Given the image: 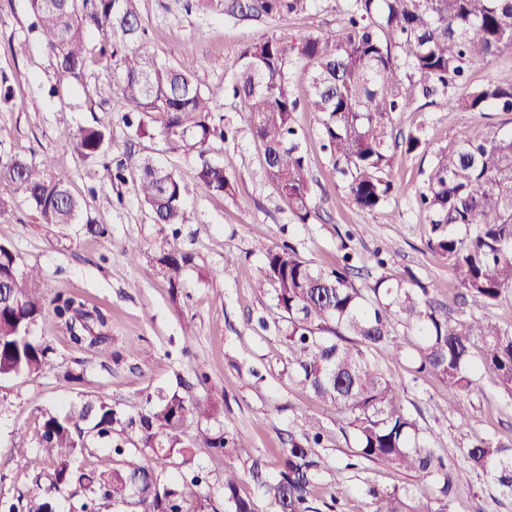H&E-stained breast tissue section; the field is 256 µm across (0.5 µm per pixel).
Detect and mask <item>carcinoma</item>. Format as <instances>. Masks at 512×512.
Listing matches in <instances>:
<instances>
[{"label": "carcinoma", "mask_w": 512, "mask_h": 512, "mask_svg": "<svg viewBox=\"0 0 512 512\" xmlns=\"http://www.w3.org/2000/svg\"><path fill=\"white\" fill-rule=\"evenodd\" d=\"M134 2L29 0V8L33 28L64 78L82 81L91 57L112 69L127 105L126 125L195 154L196 185L209 195H232L231 156L224 155L222 162L209 157L211 142L228 138L231 129L196 83L193 62L165 64L141 44L142 21ZM314 2L246 0L237 7L280 16L304 13ZM91 28L100 34L94 46L88 39ZM393 47L402 51L403 63L392 56ZM505 47H512V0H352L341 33L291 40L261 36L243 45L226 91L245 107L267 177L306 224L316 210L295 120L300 107L320 115L322 148L355 206L373 213L402 190L391 175L394 149L402 144L410 153L426 144L420 130L401 144L393 139L392 115L403 107L401 67L425 77L426 93L442 94L447 108L512 112V72L476 88L462 84L470 62L492 59ZM291 67L308 74L303 103L295 96ZM111 131L108 114L80 129L75 141L79 157L105 156ZM0 177L17 185L42 223L64 226L81 220L83 204L70 192L69 176L56 170L50 157L0 160ZM129 178L161 226L164 236L155 262L177 289L194 267V256L179 234L188 223L189 188L149 158L131 174L121 162L102 165L104 184ZM420 203L430 224L427 246L448 262L464 302L488 308L512 291V134L475 127L435 151ZM348 269L346 264L318 267L284 243L266 252L256 284L274 287L280 311L275 327L291 349L296 379L342 415L356 456L441 478L437 493L430 495L370 488L358 512H451L448 465L420 437L402 394L373 354L413 358L418 371L439 379L444 399L464 422L468 397L482 371L492 372L512 399V328L440 307L426 289L387 275L365 295L349 280ZM49 313L76 349L102 352L111 339L101 310L88 308L71 293L46 298L39 269L22 266L10 245L0 242V377L38 374L50 364V347L31 335ZM396 322L407 334L396 333ZM218 412L215 404L189 402L176 390L132 396L122 409L90 396L64 412L46 413L41 457L31 463L47 459L53 464L52 488L77 485L84 490L77 512L100 497L132 503L139 512H219L202 473L185 471L173 482L161 480L168 466L188 464L200 446L219 451L247 447L224 432L187 436L189 421L210 420ZM91 440L111 448L112 469L97 472L75 465L78 449ZM146 453L155 466L143 463ZM465 458L512 493L511 445L481 440L466 450ZM314 467L308 449L292 445L285 451L284 470L258 479L261 507L239 494L241 475L226 470L224 512H309L306 493Z\"/></svg>", "instance_id": "obj_1"}]
</instances>
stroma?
I'll return each mask as SVG.
<instances>
[{
	"instance_id": "obj_1",
	"label": "stroma",
	"mask_w": 512,
	"mask_h": 512,
	"mask_svg": "<svg viewBox=\"0 0 512 512\" xmlns=\"http://www.w3.org/2000/svg\"><path fill=\"white\" fill-rule=\"evenodd\" d=\"M348 5V0H316L308 13L267 17L225 12L222 0L207 9L187 8L186 0H137L146 46L167 64L193 60L197 84L236 129L233 139L215 142L211 152L216 161L233 156L235 195L193 191L187 196L190 222L182 238L196 265L187 270L182 287L174 289L153 262L160 227L133 183L101 184V164L79 158L73 141L80 128L108 112L112 149L107 162L120 161L133 170L150 157L193 185V156L126 127V105L111 69L93 60L83 83L64 79L30 29L28 0H0V74L13 89L12 101L0 107V156L36 162L51 157L56 169L69 174L72 193L85 203L83 222L44 224L14 185L0 180V200L8 204L0 213V242L11 245L21 264L41 270L47 294L80 295L112 321L109 350L95 353L73 349L53 317L45 316L32 334L51 347L50 367L36 375L0 378V506L30 502L50 484L52 466L28 461L38 450L46 412L78 403L86 392L119 406L135 394L176 388L181 379L187 400H211L220 409L214 419L188 424V436L227 430L246 443L237 455L196 449L192 464L208 473L211 485H221L225 471L234 469L244 474L241 495L259 499L260 490L247 475L252 461L260 462L264 476H277L284 448L316 430L322 443L311 450L318 467L309 501L317 512H355L371 487L434 490V477L357 458L340 414L293 378L291 352L272 326L274 290H256L254 279L266 251L287 242L320 267L336 266L350 255L351 280L361 290L384 274L411 277L434 302L451 303L457 294L454 278L447 261L427 247L429 223L418 194L434 151L476 126L512 133V112L447 109L439 97L423 94L419 74L404 76L405 107L392 117L394 132L404 138L423 131L427 144L412 153L397 150L392 176L405 191L373 213L357 209L346 194L322 148L317 114L297 112L318 213L310 223H297L265 177L244 109L225 87L232 61L245 43L263 35L291 39L342 30ZM13 42L26 43L25 54L12 56ZM87 220L104 225L105 235L87 234ZM130 237L143 247L134 261L122 249ZM379 257L384 266L376 265ZM201 267L209 270L207 279H199ZM376 361L400 390L406 411L428 436L434 453L451 463L453 512H512V496L489 475L474 471L464 457L465 449L480 439L512 442V400L503 396L493 377L481 374L463 422L443 399L436 377L417 372L406 358L380 355ZM71 371L82 374V382L68 381ZM339 482L348 493L334 505L330 493Z\"/></svg>"
}]
</instances>
